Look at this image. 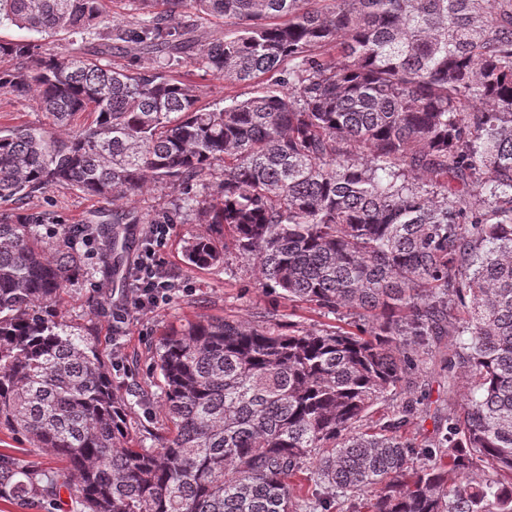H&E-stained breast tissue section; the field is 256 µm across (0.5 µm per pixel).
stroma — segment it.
<instances>
[{
  "instance_id": "stroma-1",
  "label": "stroma",
  "mask_w": 512,
  "mask_h": 512,
  "mask_svg": "<svg viewBox=\"0 0 512 512\" xmlns=\"http://www.w3.org/2000/svg\"><path fill=\"white\" fill-rule=\"evenodd\" d=\"M179 67L195 73L203 102L218 103L228 96L245 99L252 92L250 85L227 86L201 71L194 53L184 54ZM110 207V202L66 187L49 189L24 204L26 212L47 213L57 222L71 225L95 223L97 212ZM207 231L204 224L174 225L167 247L159 254V264L176 284V292L166 305L148 316L126 322L120 331L112 329V307L121 301L124 291L102 288L105 271L99 258L84 260L81 272L67 288L60 318L74 334L91 335L93 344L110 366L113 382L132 407L133 428L156 430L163 424L157 394L159 374L152 365L159 338L167 325H178L199 316L246 318L258 324L290 323L305 330L339 324L334 316L284 302L262 288L252 263L238 255H226L222 265L206 270L188 265L183 256L187 239ZM414 373L428 402L418 407L405 430L419 438L434 428L437 401L448 389V377L428 362L417 363Z\"/></svg>"
}]
</instances>
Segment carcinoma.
<instances>
[{
  "mask_svg": "<svg viewBox=\"0 0 512 512\" xmlns=\"http://www.w3.org/2000/svg\"><path fill=\"white\" fill-rule=\"evenodd\" d=\"M0 0L7 23L81 43L0 40V93L42 112L0 125V427L61 463L0 453V499L42 512H512V0ZM207 18L237 31L194 42ZM102 46L150 63L108 67ZM252 95L201 103L178 70ZM182 192L145 217L150 187ZM53 187L124 207L91 225L108 278L125 224H207L189 265L228 253L278 297L351 318L299 330L200 317L157 348L166 427L140 433L93 344L59 309L82 266L69 227L24 201ZM468 334L466 342L457 337ZM439 359L470 397L417 446L403 404ZM150 446H145L146 440Z\"/></svg>",
  "mask_w": 512,
  "mask_h": 512,
  "instance_id": "cac0c4a2",
  "label": "carcinoma"
}]
</instances>
